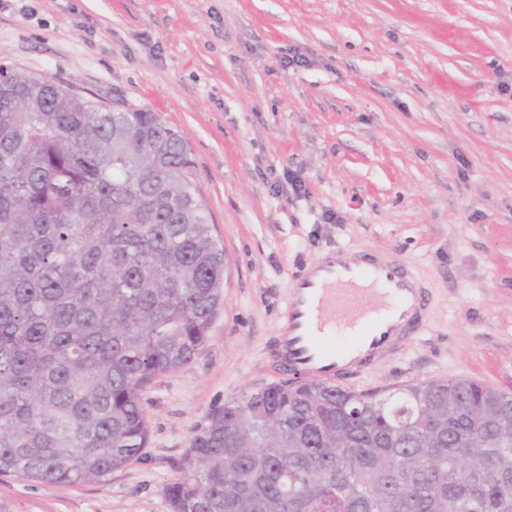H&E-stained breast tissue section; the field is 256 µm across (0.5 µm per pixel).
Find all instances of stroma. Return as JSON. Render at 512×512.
I'll return each instance as SVG.
<instances>
[{
  "instance_id": "obj_1",
  "label": "stroma",
  "mask_w": 512,
  "mask_h": 512,
  "mask_svg": "<svg viewBox=\"0 0 512 512\" xmlns=\"http://www.w3.org/2000/svg\"><path fill=\"white\" fill-rule=\"evenodd\" d=\"M1 62L181 132L224 303L148 388L138 460L76 485L0 475V512H171L209 415L281 381L288 284L331 248L402 260L430 294L420 336L350 389L512 395V0H0Z\"/></svg>"
}]
</instances>
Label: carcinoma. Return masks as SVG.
Returning <instances> with one entry per match:
<instances>
[{
	"mask_svg": "<svg viewBox=\"0 0 512 512\" xmlns=\"http://www.w3.org/2000/svg\"><path fill=\"white\" fill-rule=\"evenodd\" d=\"M183 136L0 63V475L76 485L137 459L143 396L223 302ZM512 396L467 379H286L192 437L171 512H512Z\"/></svg>",
	"mask_w": 512,
	"mask_h": 512,
	"instance_id": "carcinoma-1",
	"label": "carcinoma"
}]
</instances>
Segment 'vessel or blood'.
I'll return each instance as SVG.
<instances>
[{"mask_svg": "<svg viewBox=\"0 0 512 512\" xmlns=\"http://www.w3.org/2000/svg\"><path fill=\"white\" fill-rule=\"evenodd\" d=\"M428 307L429 291L407 263L376 251H327L290 284L275 364L307 382L353 380L416 335Z\"/></svg>", "mask_w": 512, "mask_h": 512, "instance_id": "b4317fda", "label": "vessel or blood"}]
</instances>
